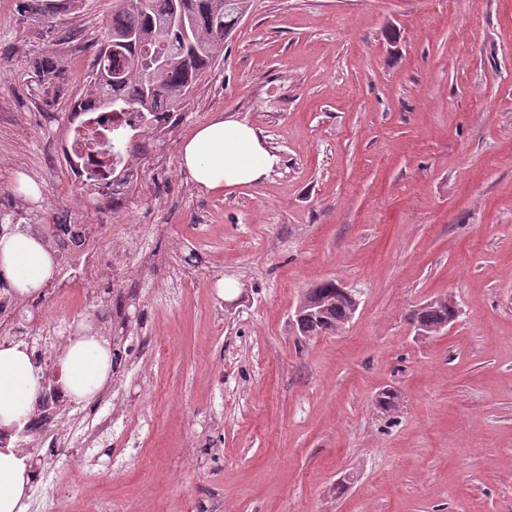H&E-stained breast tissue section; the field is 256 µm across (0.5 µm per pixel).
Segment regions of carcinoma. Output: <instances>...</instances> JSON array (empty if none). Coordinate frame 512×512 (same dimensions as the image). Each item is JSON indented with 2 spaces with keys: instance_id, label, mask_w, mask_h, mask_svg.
I'll return each instance as SVG.
<instances>
[{
  "instance_id": "obj_1",
  "label": "carcinoma",
  "mask_w": 512,
  "mask_h": 512,
  "mask_svg": "<svg viewBox=\"0 0 512 512\" xmlns=\"http://www.w3.org/2000/svg\"><path fill=\"white\" fill-rule=\"evenodd\" d=\"M247 0H118L98 49L87 94L100 112H177L205 70L224 50ZM89 139L110 157L121 150L119 132L91 129ZM323 318L299 326L305 338L334 334L353 315V302L333 288L319 285ZM455 303L427 304L417 313L423 331L433 334L451 321Z\"/></svg>"
}]
</instances>
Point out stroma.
I'll return each mask as SVG.
<instances>
[{"label": "stroma", "instance_id": "1", "mask_svg": "<svg viewBox=\"0 0 512 512\" xmlns=\"http://www.w3.org/2000/svg\"><path fill=\"white\" fill-rule=\"evenodd\" d=\"M55 3L47 22L0 0V210L27 224L68 202L55 145L115 6ZM217 112L261 132L268 177L211 194L181 169ZM182 114L131 214L82 216L118 278L27 300L122 338L110 436L56 415L99 462L60 468L53 512H512V0H251ZM327 279L357 310L303 338L291 316ZM446 295L455 322L418 336Z\"/></svg>", "mask_w": 512, "mask_h": 512}]
</instances>
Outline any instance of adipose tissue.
I'll use <instances>...</instances> for the list:
<instances>
[{
  "instance_id": "adipose-tissue-1",
  "label": "adipose tissue",
  "mask_w": 512,
  "mask_h": 512,
  "mask_svg": "<svg viewBox=\"0 0 512 512\" xmlns=\"http://www.w3.org/2000/svg\"><path fill=\"white\" fill-rule=\"evenodd\" d=\"M278 156L257 130L223 113L201 124L181 148V167L197 188L220 193L264 179ZM55 265L47 248L23 232L0 236V278L18 297L42 290ZM60 383L76 404L88 402L112 381V344L92 331L71 338L60 359ZM42 390V376L25 347L0 348V429L22 425ZM29 464L10 448H0V512H25Z\"/></svg>"
}]
</instances>
